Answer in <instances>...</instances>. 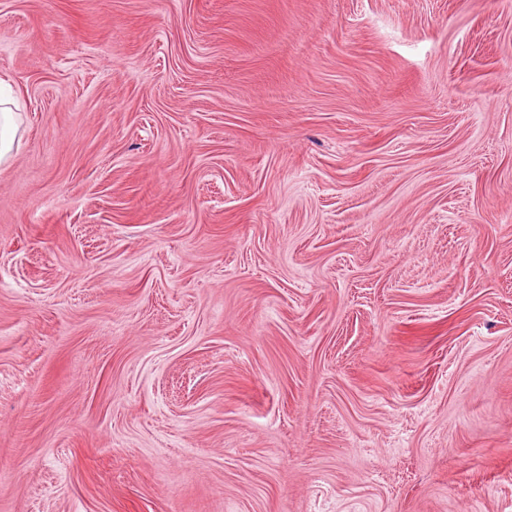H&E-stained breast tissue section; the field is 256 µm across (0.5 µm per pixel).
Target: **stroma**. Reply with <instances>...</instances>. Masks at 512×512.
<instances>
[{
	"mask_svg": "<svg viewBox=\"0 0 512 512\" xmlns=\"http://www.w3.org/2000/svg\"><path fill=\"white\" fill-rule=\"evenodd\" d=\"M0 512H512V0H0ZM4 87V86H3ZM0 82V164L7 163L11 156L16 136L19 129L18 115L13 112L8 104L12 103L6 97Z\"/></svg>",
	"mask_w": 512,
	"mask_h": 512,
	"instance_id": "35a3bbf8",
	"label": "stroma"
}]
</instances>
